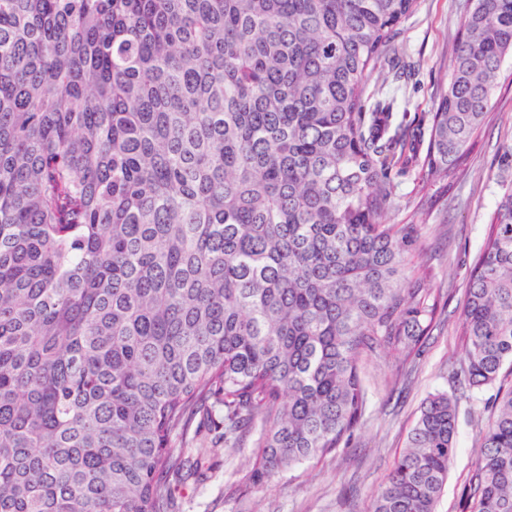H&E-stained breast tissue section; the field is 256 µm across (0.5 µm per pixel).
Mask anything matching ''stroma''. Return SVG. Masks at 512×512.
<instances>
[{"instance_id": "stroma-1", "label": "stroma", "mask_w": 512, "mask_h": 512, "mask_svg": "<svg viewBox=\"0 0 512 512\" xmlns=\"http://www.w3.org/2000/svg\"><path fill=\"white\" fill-rule=\"evenodd\" d=\"M469 0H418L397 28L384 74V94L395 97L396 114L413 120L434 111L451 65L459 22ZM512 138V60L503 66L493 108L467 160V175L436 201L424 233L444 288L447 318L421 356L398 371L396 354L367 357L366 413L349 447L337 449L274 476L264 486L247 480L253 436L240 447L202 458L203 481L188 479L177 491L181 512H370L374 495L405 448L422 402L436 392L457 399V453L436 512H470L463 494L478 464V443L492 420L495 388H461L457 370L462 343L457 334L471 269L489 229L499 196L497 149Z\"/></svg>"}]
</instances>
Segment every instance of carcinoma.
Wrapping results in <instances>:
<instances>
[{
  "instance_id": "obj_1",
  "label": "carcinoma",
  "mask_w": 512,
  "mask_h": 512,
  "mask_svg": "<svg viewBox=\"0 0 512 512\" xmlns=\"http://www.w3.org/2000/svg\"><path fill=\"white\" fill-rule=\"evenodd\" d=\"M417 0H0V512H176L200 430L249 478L361 421L360 360L440 324L394 176L448 194L512 58V0H470L428 133L370 103ZM458 334L472 389L512 364V180ZM423 274H412L414 262ZM472 512H512V389ZM457 400L430 395L372 512H435Z\"/></svg>"
}]
</instances>
